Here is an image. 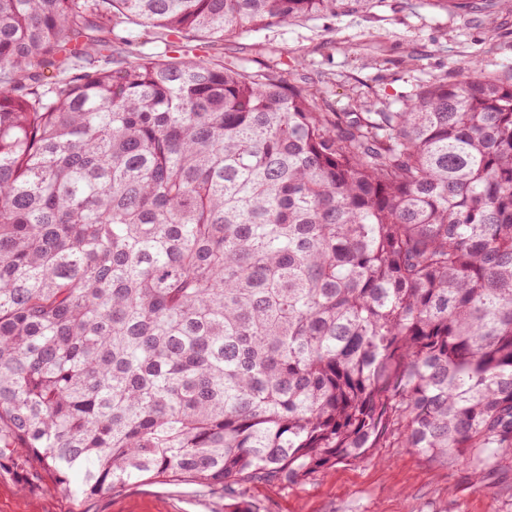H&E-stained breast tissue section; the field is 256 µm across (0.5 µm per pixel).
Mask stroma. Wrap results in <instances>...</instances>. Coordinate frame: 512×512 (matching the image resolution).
<instances>
[{
	"label": "stroma",
	"instance_id": "obj_1",
	"mask_svg": "<svg viewBox=\"0 0 512 512\" xmlns=\"http://www.w3.org/2000/svg\"><path fill=\"white\" fill-rule=\"evenodd\" d=\"M223 53L285 69L290 82L320 91L337 112L395 110L432 77L463 81L478 68L512 69V11L458 10L445 0H344L336 13L228 39ZM375 454L288 488L247 484L245 498L257 512H512L510 462L479 488L461 462L406 448ZM0 512H224V501L194 485L145 480L76 503L4 462Z\"/></svg>",
	"mask_w": 512,
	"mask_h": 512
}]
</instances>
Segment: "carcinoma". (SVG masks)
<instances>
[{
    "label": "carcinoma",
    "instance_id": "1",
    "mask_svg": "<svg viewBox=\"0 0 512 512\" xmlns=\"http://www.w3.org/2000/svg\"><path fill=\"white\" fill-rule=\"evenodd\" d=\"M341 2L0 0V460L256 512L378 448L512 454V72L336 112L215 53ZM124 30L119 31L120 36L127 39L128 42L117 40L113 44L114 57L132 55V53L155 54L161 52L164 46L159 43H152L146 40L143 35V28L135 24L122 26Z\"/></svg>",
    "mask_w": 512,
    "mask_h": 512
}]
</instances>
